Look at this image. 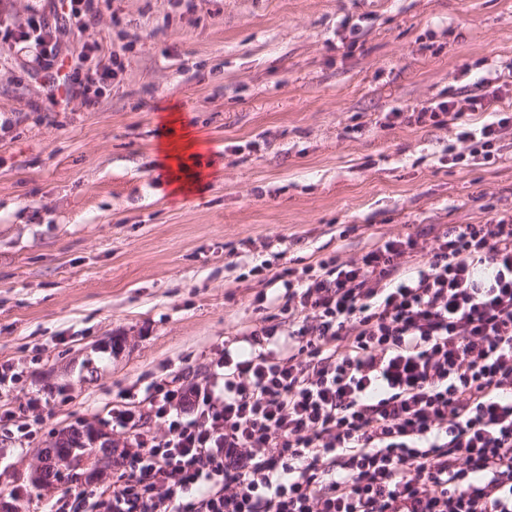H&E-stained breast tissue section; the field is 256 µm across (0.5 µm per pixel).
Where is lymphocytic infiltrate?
<instances>
[{
	"instance_id": "f902f5d3",
	"label": "lymphocytic infiltrate",
	"mask_w": 512,
	"mask_h": 512,
	"mask_svg": "<svg viewBox=\"0 0 512 512\" xmlns=\"http://www.w3.org/2000/svg\"><path fill=\"white\" fill-rule=\"evenodd\" d=\"M93 9L56 0L67 27L38 13L0 24V43L34 49L55 104L109 77L62 52ZM480 85L465 109L444 98L416 117L490 113L458 132V162L494 158L512 129L497 107L512 83ZM276 279L287 341L275 325L252 331L253 351L221 354L204 387L162 379L117 401L129 443L111 485H79L49 512H512V213L383 236ZM145 416L163 437L140 429Z\"/></svg>"
}]
</instances>
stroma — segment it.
<instances>
[{"label":"stroma","mask_w":512,"mask_h":512,"mask_svg":"<svg viewBox=\"0 0 512 512\" xmlns=\"http://www.w3.org/2000/svg\"><path fill=\"white\" fill-rule=\"evenodd\" d=\"M70 47L109 69L92 104L52 103L30 53L0 48V502L45 512L93 456L44 478L59 433L112 425L119 396L249 350L284 290L274 272L360 254L421 224L512 211V134L448 158L455 126H384L512 73V0H96ZM177 112L205 141L203 193L170 196L157 146ZM269 262L270 270L253 273ZM266 295L265 308L256 298ZM47 399L40 422L30 399ZM32 422L31 439L17 424ZM38 495L10 500L17 484Z\"/></svg>","instance_id":"obj_1"}]
</instances>
